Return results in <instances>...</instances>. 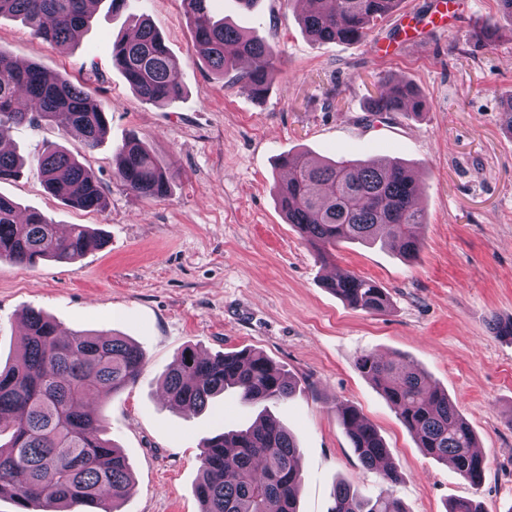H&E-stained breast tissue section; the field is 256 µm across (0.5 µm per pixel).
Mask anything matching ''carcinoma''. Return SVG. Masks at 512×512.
<instances>
[{"label":"carcinoma","instance_id":"obj_1","mask_svg":"<svg viewBox=\"0 0 512 512\" xmlns=\"http://www.w3.org/2000/svg\"><path fill=\"white\" fill-rule=\"evenodd\" d=\"M208 2L183 0L199 58L219 78L231 74L255 98H264L274 79V46L213 20ZM399 2L311 0L301 24L318 41H359ZM3 15L62 45L85 26L91 10L88 0H0ZM473 38L485 43L501 38L496 19L478 21ZM112 65L146 103L173 102L183 94L178 63L146 19L133 35L112 43ZM424 109L412 84L383 80L368 112L419 115ZM39 122L57 123L92 150L105 134L108 115L83 85L49 77L35 64L19 67L0 52V143L15 126ZM118 155L114 176L126 191L147 200L168 194L175 173L143 142L131 139ZM280 166L288 169L287 183L278 188L281 212L308 244L325 253L342 242L383 239L397 243L409 260L417 255V229L425 215L417 204L419 184L408 167L379 160L311 161L303 154L281 157ZM31 167L60 200L106 208L95 173L68 152L47 146ZM23 168L14 153L0 151V181L19 177ZM18 211L13 200L0 196V260L25 266L44 260L74 263L105 245L104 237L82 224L61 236L43 214L30 211L21 218ZM326 287L355 309L378 313L388 306L383 288L352 272ZM144 363L140 347L123 336L74 331L63 337L55 322L30 312L19 356L0 368V435L10 433L8 443L0 444V498L11 499L17 512H72L75 507L117 512L115 503L131 488V465L106 438L105 419L93 403L135 383ZM356 365L416 436L424 455L451 464L472 486L481 484L486 462L475 452L476 436L457 404L425 371L372 352L360 353ZM164 389L172 406L199 413L228 389L262 405L289 398L296 383L260 351L208 356L188 346L168 368ZM336 413L363 465L381 468L384 483L397 484L401 475L387 462L388 449L377 430L355 408L339 406ZM201 448L202 475L195 486L201 512H299V448L270 414L249 427L208 437ZM328 512L405 510L387 489L364 497L341 483Z\"/></svg>","mask_w":512,"mask_h":512}]
</instances>
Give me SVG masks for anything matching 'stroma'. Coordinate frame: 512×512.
Instances as JSON below:
<instances>
[{"label":"stroma","mask_w":512,"mask_h":512,"mask_svg":"<svg viewBox=\"0 0 512 512\" xmlns=\"http://www.w3.org/2000/svg\"><path fill=\"white\" fill-rule=\"evenodd\" d=\"M210 8L274 45L280 70L264 99L205 68L182 0H132L116 14L100 0L88 26L61 47L0 17L1 53L83 83L109 112L91 151L54 124L11 134L23 159L53 144L89 166L107 208L65 204L30 170L0 183V194L58 227L102 230L107 243L74 263L0 262V365L18 355L32 310L63 332H114L141 347L139 379L100 403L108 436L132 467L119 512H200L202 440L258 416L233 389L201 414L170 407L163 374L188 346L208 355L257 350L296 381L295 394L267 411L300 448V512H327L340 481L365 496L391 489L407 512H446L460 497L482 512H512V343L489 327L512 318V135L500 124L501 102L512 95V42L469 37L476 20L496 13V0H400L357 43L312 40L299 0H255L248 9L211 0ZM138 16L182 71L184 94L172 103L141 101L112 66L113 41ZM384 79L412 83L423 114L369 118ZM132 138L175 171L167 197L141 199L114 178L117 149ZM296 153L406 162L425 214L418 256L404 260L381 242L343 243L322 259L276 200L286 179L279 159ZM341 271L375 280L387 310L352 308L326 288ZM364 351L402 358L447 391L486 459L480 488L424 455L358 370ZM340 405L378 430L400 483L385 486L362 465L337 419Z\"/></svg>","instance_id":"obj_1"}]
</instances>
